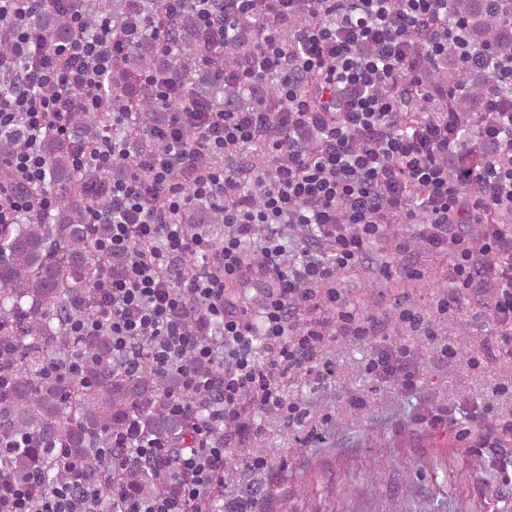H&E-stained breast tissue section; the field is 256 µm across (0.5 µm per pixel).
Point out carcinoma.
<instances>
[{"instance_id": "carcinoma-1", "label": "carcinoma", "mask_w": 512, "mask_h": 512, "mask_svg": "<svg viewBox=\"0 0 512 512\" xmlns=\"http://www.w3.org/2000/svg\"><path fill=\"white\" fill-rule=\"evenodd\" d=\"M74 6L90 22L101 14L111 17L117 40L123 39L124 24L135 11L149 16L161 11L160 0H75ZM448 8L450 18L466 27L471 47L512 57V26L500 19L512 8V0H449ZM27 22L52 40L73 36L63 14L35 7ZM259 26L256 16L236 18L211 68H238L251 60L257 48L253 34ZM165 37L170 49L164 53L152 36L128 48L105 81L112 105L134 113V128L115 131L128 138L132 152L159 148L141 135L133 136V129L164 119L156 107L154 86L144 80L148 70L184 85L217 111H247L257 101L266 112L277 110L274 91L259 96L244 84H226L201 69L203 44L192 5H184L170 21ZM431 69L436 83L449 91L467 88V93L448 99L451 111L466 118L481 112L490 80L487 71L466 66L451 51L431 62ZM108 124L110 117L104 112H73L65 134L49 131L42 135L47 188L57 199L55 213L0 223V319L7 320L0 331V346L9 351L0 361V374L10 379L9 386L0 389V437L21 443L0 460V467L19 481L39 476L43 490L65 477L56 453L60 447L84 465L89 482H101L98 449L110 447L112 432L123 428L135 411L144 434L169 450L185 448L193 440L192 422L167 404V395L180 390L177 376L159 374L147 364L138 373L128 374L112 353L109 337L78 339L69 332L76 308L90 304L94 282L103 270L114 266L111 258L95 252L89 224L92 208L104 209L106 202L91 201L74 164L75 146L96 140ZM26 137L21 126L0 131V159L18 151ZM222 223L224 211L214 205L194 207L186 221L191 228ZM79 350L86 357L76 378L63 383L44 375L45 364L66 361ZM120 479L134 497H152L160 490L149 462Z\"/></svg>"}]
</instances>
